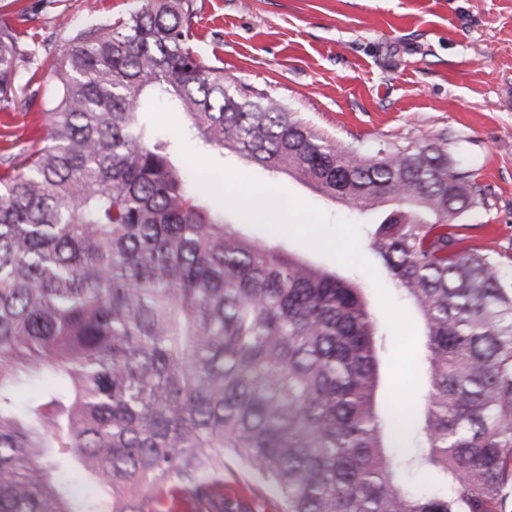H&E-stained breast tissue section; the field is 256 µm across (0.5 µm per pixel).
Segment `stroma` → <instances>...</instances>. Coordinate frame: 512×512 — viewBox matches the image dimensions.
<instances>
[{
    "mask_svg": "<svg viewBox=\"0 0 512 512\" xmlns=\"http://www.w3.org/2000/svg\"><path fill=\"white\" fill-rule=\"evenodd\" d=\"M143 0H0V19L34 34L42 57L68 46L76 29L140 9ZM193 46L221 57L225 79L265 90L337 141L448 139V156L472 171L483 194L461 216L479 245L512 277V0H195ZM39 112L0 109V155L41 148ZM334 218L364 223L286 174L254 169ZM299 258L358 283L373 311L377 292L360 270L278 235ZM228 499L249 512H282L279 497L229 464Z\"/></svg>",
    "mask_w": 512,
    "mask_h": 512,
    "instance_id": "35a3bbf8",
    "label": "stroma"
}]
</instances>
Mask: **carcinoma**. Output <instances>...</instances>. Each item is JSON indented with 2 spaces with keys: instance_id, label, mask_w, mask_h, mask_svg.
<instances>
[{
  "instance_id": "carcinoma-1",
  "label": "carcinoma",
  "mask_w": 512,
  "mask_h": 512,
  "mask_svg": "<svg viewBox=\"0 0 512 512\" xmlns=\"http://www.w3.org/2000/svg\"><path fill=\"white\" fill-rule=\"evenodd\" d=\"M194 18V0H144L77 31L42 95L19 83L35 44L0 24V108L37 105L46 127L0 160V512H230L229 461L283 512H512V288L448 223L478 204L473 174L445 137L345 145L224 82ZM147 90L204 143L378 211L370 260L424 327L421 452H388L363 289L243 234L175 138L145 135Z\"/></svg>"
}]
</instances>
